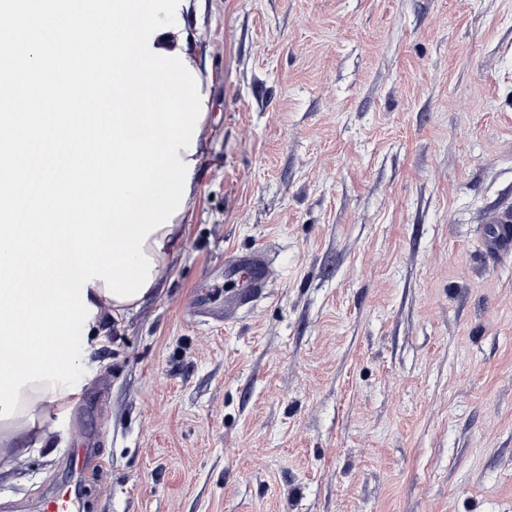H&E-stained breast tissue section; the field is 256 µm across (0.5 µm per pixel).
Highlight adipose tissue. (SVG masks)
<instances>
[{"label":"adipose tissue","instance_id":"ef3b65f1","mask_svg":"<svg viewBox=\"0 0 512 512\" xmlns=\"http://www.w3.org/2000/svg\"><path fill=\"white\" fill-rule=\"evenodd\" d=\"M183 220V215H176L172 226L158 229L147 239L144 252L156 263L152 270L153 275H160L162 268L166 267L168 261L179 250V229ZM73 393L74 388L68 383L63 385L48 380L27 383L21 387L17 407L12 418L7 419L6 425L17 433L41 430L42 423L35 414L36 408L47 402L54 405L57 415H67Z\"/></svg>","mask_w":512,"mask_h":512}]
</instances>
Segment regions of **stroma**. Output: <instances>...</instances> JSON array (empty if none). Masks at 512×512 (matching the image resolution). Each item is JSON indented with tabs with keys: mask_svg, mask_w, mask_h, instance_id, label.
I'll return each mask as SVG.
<instances>
[{
	"mask_svg": "<svg viewBox=\"0 0 512 512\" xmlns=\"http://www.w3.org/2000/svg\"><path fill=\"white\" fill-rule=\"evenodd\" d=\"M175 25L208 98L182 249L0 458V512H512V0ZM255 250L268 284L229 307Z\"/></svg>",
	"mask_w": 512,
	"mask_h": 512,
	"instance_id": "obj_1",
	"label": "stroma"
}]
</instances>
